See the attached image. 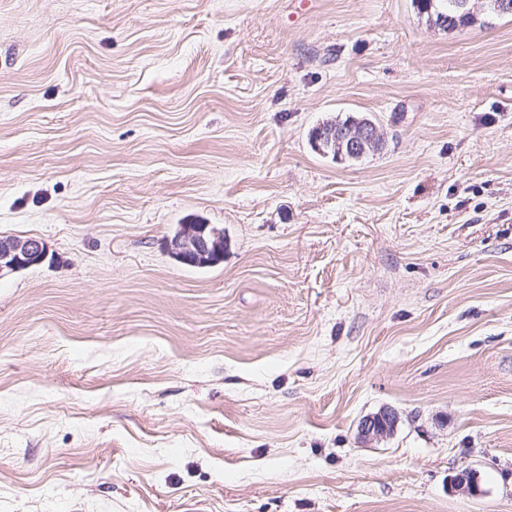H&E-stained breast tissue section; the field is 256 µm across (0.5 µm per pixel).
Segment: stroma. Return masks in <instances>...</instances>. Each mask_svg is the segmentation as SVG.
I'll list each match as a JSON object with an SVG mask.
<instances>
[{"label": "stroma", "mask_w": 512, "mask_h": 512, "mask_svg": "<svg viewBox=\"0 0 512 512\" xmlns=\"http://www.w3.org/2000/svg\"><path fill=\"white\" fill-rule=\"evenodd\" d=\"M1 237L0 512H512V17L0 0ZM351 119L348 117L343 121L327 122L319 125V127L323 126L326 131H333L334 127H336V135H340L342 128ZM319 127L313 129L312 133H316ZM343 134L348 150L353 154L359 153V157L365 155L368 150L372 151L374 148L382 145V135L379 128L368 118L353 119L352 122H349L343 128ZM359 157L352 158L351 160H356ZM170 247L182 264L215 266L224 259V233L208 224H184L171 239ZM45 257V246L39 240L0 238V277L3 273L38 265ZM398 414L393 409H382L363 418L358 424V437L364 442H378L386 438L398 422Z\"/></svg>", "instance_id": "stroma-1"}]
</instances>
